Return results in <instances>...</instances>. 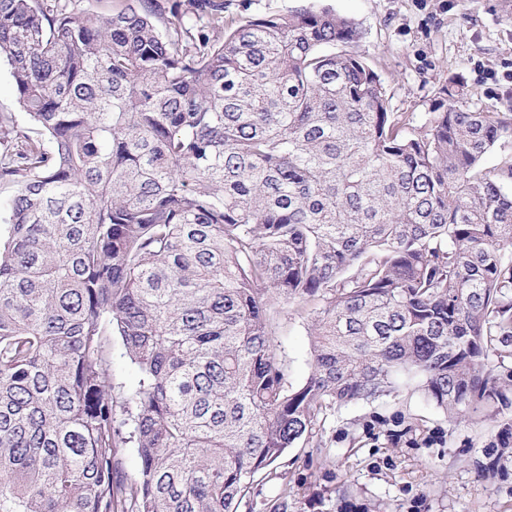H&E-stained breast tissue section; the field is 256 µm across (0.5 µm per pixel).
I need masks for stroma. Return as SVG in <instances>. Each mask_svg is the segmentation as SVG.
<instances>
[{
    "instance_id": "stroma-1",
    "label": "stroma",
    "mask_w": 512,
    "mask_h": 512,
    "mask_svg": "<svg viewBox=\"0 0 512 512\" xmlns=\"http://www.w3.org/2000/svg\"><path fill=\"white\" fill-rule=\"evenodd\" d=\"M241 22L318 5L356 21L358 53L381 75L392 111L422 125L448 77L473 107L512 113V0H227ZM280 340L293 382L308 374L306 320L285 318ZM452 421L415 383L351 403L317 423L254 483L253 512L288 496V512H512V390Z\"/></svg>"
}]
</instances>
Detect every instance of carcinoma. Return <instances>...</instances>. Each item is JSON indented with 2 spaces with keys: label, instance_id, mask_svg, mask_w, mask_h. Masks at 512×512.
Wrapping results in <instances>:
<instances>
[{
  "label": "carcinoma",
  "instance_id": "obj_1",
  "mask_svg": "<svg viewBox=\"0 0 512 512\" xmlns=\"http://www.w3.org/2000/svg\"><path fill=\"white\" fill-rule=\"evenodd\" d=\"M224 9L0 0V512H239L338 406L407 377L463 420L512 378V114L452 78L413 126L352 18ZM0 113H12L19 123H26V115L18 103V94L11 76L10 66L0 52ZM283 328L280 341L291 359V377L294 383L301 382L308 374L309 336L307 324L297 318L288 307V318L283 317ZM111 374L114 387L113 395L120 404L130 387L135 383L138 371L136 365L125 354L121 342L117 338L114 339L112 346Z\"/></svg>",
  "mask_w": 512,
  "mask_h": 512
}]
</instances>
